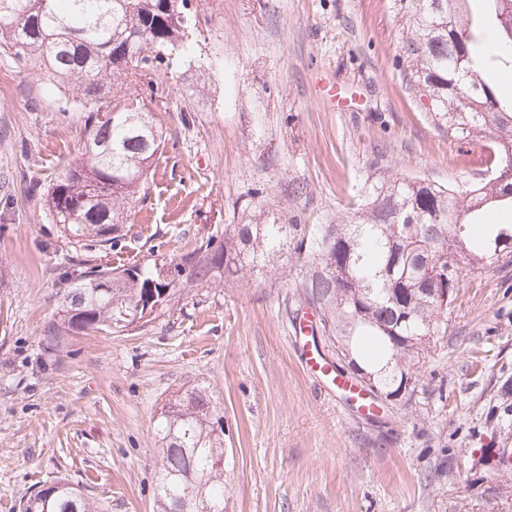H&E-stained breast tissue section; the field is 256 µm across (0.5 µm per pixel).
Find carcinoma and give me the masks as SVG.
<instances>
[{
    "instance_id": "obj_1",
    "label": "carcinoma",
    "mask_w": 512,
    "mask_h": 512,
    "mask_svg": "<svg viewBox=\"0 0 512 512\" xmlns=\"http://www.w3.org/2000/svg\"><path fill=\"white\" fill-rule=\"evenodd\" d=\"M399 0L405 33L403 73L415 95L428 102L438 128L455 141L489 140L486 171L478 183L453 186L405 176L378 182L352 224H329L313 252L305 297L318 305L325 339L383 393L394 396L404 377L417 379L431 345L446 332L464 265L512 262V220L488 224L485 213L512 216V97H500L491 73L512 65V0ZM177 0H0V47L39 67L50 81L67 83L83 112L93 147L67 163L48 191L49 212L74 248L92 239L110 252L108 288L100 264L77 260L65 272L57 318L47 326L46 351L55 354L80 336L118 334L124 309L173 300L182 291L181 262L121 271L119 226L165 138L155 113L132 92L172 66L191 45ZM288 245L286 224H236L182 257L190 278L237 279L275 266ZM439 277L423 279L427 263ZM448 293L436 301L427 289ZM208 395L197 389L169 400L155 424L161 444L157 512H175L185 486L224 506V425ZM86 487L57 478L24 498L19 512H106Z\"/></svg>"
}]
</instances>
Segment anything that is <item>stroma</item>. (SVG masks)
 I'll use <instances>...</instances> for the list:
<instances>
[{"label": "stroma", "mask_w": 512, "mask_h": 512, "mask_svg": "<svg viewBox=\"0 0 512 512\" xmlns=\"http://www.w3.org/2000/svg\"><path fill=\"white\" fill-rule=\"evenodd\" d=\"M398 0H190L195 52L162 73L166 147L122 228L140 261L227 225L348 224L375 183L478 180L484 141L448 139L410 90ZM0 512L57 477L110 512H156L154 425L206 391L224 423V512H512L490 450L512 449V263L465 269L411 398L368 416L329 396L289 338L314 308L309 252L187 284L143 329L44 351L74 249L47 192L83 146L39 70L0 49Z\"/></svg>", "instance_id": "stroma-1"}]
</instances>
